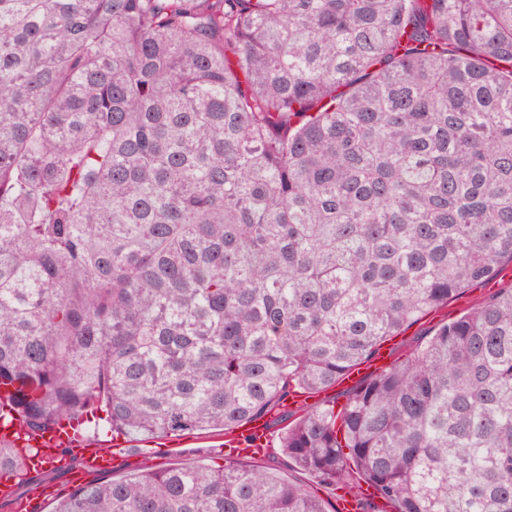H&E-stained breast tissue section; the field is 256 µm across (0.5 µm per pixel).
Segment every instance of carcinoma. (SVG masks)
Instances as JSON below:
<instances>
[{"label": "carcinoma", "mask_w": 512, "mask_h": 512, "mask_svg": "<svg viewBox=\"0 0 512 512\" xmlns=\"http://www.w3.org/2000/svg\"><path fill=\"white\" fill-rule=\"evenodd\" d=\"M512 261V0H0V387L34 437L229 434ZM279 448L393 512H512V286ZM32 487L0 444V479ZM55 512H336L145 463Z\"/></svg>", "instance_id": "carcinoma-1"}]
</instances>
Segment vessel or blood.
Listing matches in <instances>:
<instances>
[{
    "mask_svg": "<svg viewBox=\"0 0 512 512\" xmlns=\"http://www.w3.org/2000/svg\"><path fill=\"white\" fill-rule=\"evenodd\" d=\"M391 364L389 349H380L378 354L366 365L349 371L341 380L344 388L358 386L360 381L369 375L380 372ZM270 442L269 429L266 419L258 418L245 424L239 431L224 439V452L229 456L260 457L265 455ZM33 447L39 448L42 455L52 454L53 449H66L67 454L57 457L56 462L61 468L71 467L73 462H80L83 475L89 476L111 471L125 457L126 450L114 446L108 450L91 447L87 441H74L71 431L56 430L45 434L32 442ZM372 501L377 512H392L389 502L374 497L371 488H363L360 495L354 496L339 492L336 499L337 512H358L362 501Z\"/></svg>",
    "mask_w": 512,
    "mask_h": 512,
    "instance_id": "obj_1",
    "label": "vessel or blood"
}]
</instances>
